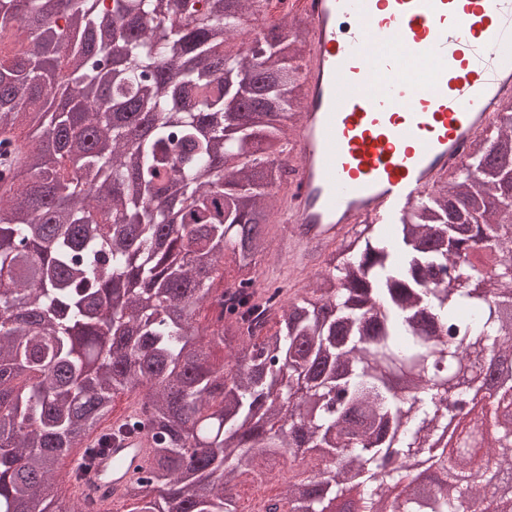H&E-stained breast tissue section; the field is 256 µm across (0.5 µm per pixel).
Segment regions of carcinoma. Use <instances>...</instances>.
Returning <instances> with one entry per match:
<instances>
[{
    "mask_svg": "<svg viewBox=\"0 0 512 512\" xmlns=\"http://www.w3.org/2000/svg\"><path fill=\"white\" fill-rule=\"evenodd\" d=\"M264 2L0 0V40L24 45L0 47V512H53L57 461L103 448L119 393L138 399L117 430L154 441L132 512H237L226 487L311 454L317 469L265 512H327L338 444L343 474L366 472L360 512H384L401 483L393 455L446 474L426 496L404 485L393 512L481 495L465 443L434 440L481 389L475 425L512 405V381L484 377L512 363V221L473 218L500 174L479 137L478 177L364 225L300 288L257 286L308 53ZM481 249L495 263L478 271ZM228 254L239 281L218 291ZM491 447L512 473V427Z\"/></svg>",
    "mask_w": 512,
    "mask_h": 512,
    "instance_id": "obj_1",
    "label": "carcinoma"
}]
</instances>
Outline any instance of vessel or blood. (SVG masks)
I'll list each match as a JSON object with an SVG mask.
<instances>
[{"instance_id":"vessel-or-blood-1","label":"vessel or blood","mask_w":512,"mask_h":512,"mask_svg":"<svg viewBox=\"0 0 512 512\" xmlns=\"http://www.w3.org/2000/svg\"><path fill=\"white\" fill-rule=\"evenodd\" d=\"M308 95L277 247L313 267L355 224L396 223L462 162L512 95L506 0H303ZM144 432L69 481L80 512H112L150 465Z\"/></svg>"}]
</instances>
